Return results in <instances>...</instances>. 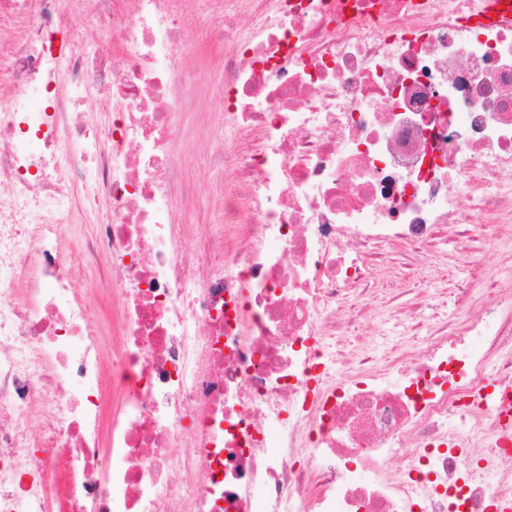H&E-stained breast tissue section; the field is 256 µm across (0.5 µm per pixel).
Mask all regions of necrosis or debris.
I'll use <instances>...</instances> for the list:
<instances>
[{"mask_svg":"<svg viewBox=\"0 0 512 512\" xmlns=\"http://www.w3.org/2000/svg\"><path fill=\"white\" fill-rule=\"evenodd\" d=\"M491 2L211 0L234 185L189 257L185 0H0V512H512V9ZM79 15L120 54L69 39ZM74 171L109 210L76 251ZM76 254L108 258V372Z\"/></svg>","mask_w":512,"mask_h":512,"instance_id":"necrosis-or-debris-1","label":"necrosis or debris"}]
</instances>
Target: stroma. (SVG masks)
<instances>
[{
	"label": "stroma",
	"mask_w": 512,
	"mask_h": 512,
	"mask_svg": "<svg viewBox=\"0 0 512 512\" xmlns=\"http://www.w3.org/2000/svg\"><path fill=\"white\" fill-rule=\"evenodd\" d=\"M185 41L189 50L184 61L199 81L194 113L179 119V162L195 188V201L180 218L185 224H220L224 214L219 194L228 182L223 168L213 165L212 158L224 144V118L214 106L222 85V48L193 27L187 29Z\"/></svg>",
	"instance_id": "1"
}]
</instances>
